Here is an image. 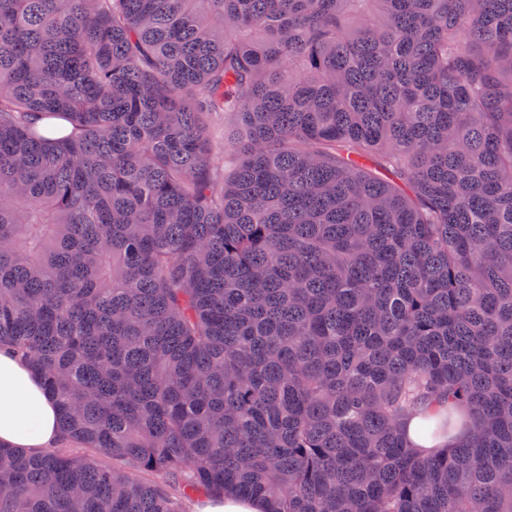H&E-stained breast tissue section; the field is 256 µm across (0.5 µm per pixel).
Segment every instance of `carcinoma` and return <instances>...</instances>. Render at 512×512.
I'll return each mask as SVG.
<instances>
[{
    "instance_id": "obj_1",
    "label": "carcinoma",
    "mask_w": 512,
    "mask_h": 512,
    "mask_svg": "<svg viewBox=\"0 0 512 512\" xmlns=\"http://www.w3.org/2000/svg\"><path fill=\"white\" fill-rule=\"evenodd\" d=\"M2 344L0 512H512V0H0ZM232 118L224 114L214 116L210 126V143L213 155V161L219 168L225 171L230 170L234 163V156L230 153H224V125L230 124ZM62 440L55 401L27 361L0 348V445L39 454ZM423 425L424 421L420 417H413L407 422L406 434L412 448H416L422 454H426L434 451L436 448H444L448 445V435L432 439L423 432ZM266 502L258 497L243 496L235 490L205 500L195 512H266Z\"/></svg>"
}]
</instances>
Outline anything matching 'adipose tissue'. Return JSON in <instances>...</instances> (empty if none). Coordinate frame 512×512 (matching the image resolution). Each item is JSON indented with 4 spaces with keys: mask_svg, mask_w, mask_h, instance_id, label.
Instances as JSON below:
<instances>
[{
    "mask_svg": "<svg viewBox=\"0 0 512 512\" xmlns=\"http://www.w3.org/2000/svg\"><path fill=\"white\" fill-rule=\"evenodd\" d=\"M62 439L55 401L27 361L0 348V445L39 454Z\"/></svg>",
    "mask_w": 512,
    "mask_h": 512,
    "instance_id": "1",
    "label": "adipose tissue"
}]
</instances>
